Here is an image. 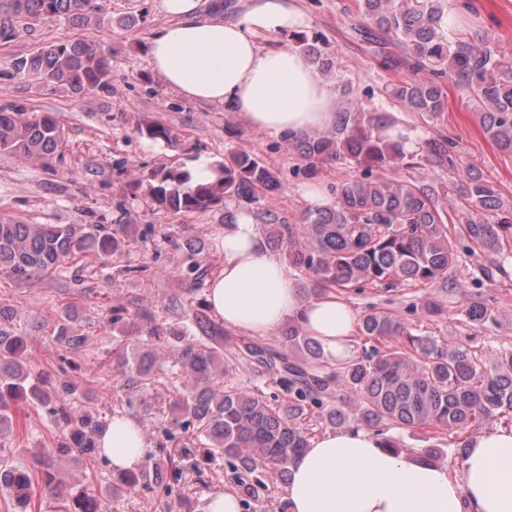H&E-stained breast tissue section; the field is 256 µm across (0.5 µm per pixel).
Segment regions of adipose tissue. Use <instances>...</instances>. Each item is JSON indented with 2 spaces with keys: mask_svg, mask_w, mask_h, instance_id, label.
<instances>
[{
  "mask_svg": "<svg viewBox=\"0 0 512 512\" xmlns=\"http://www.w3.org/2000/svg\"><path fill=\"white\" fill-rule=\"evenodd\" d=\"M160 7L173 23L152 35L149 64L171 89L240 113L266 134L302 137L335 123V92L309 61L292 48L257 42L304 25L293 0H251L228 21L203 16L202 0H161ZM217 248L222 262L206 291L216 320L257 337L291 321L328 361L348 357L358 323L352 306L333 291L306 298L253 214L233 211ZM465 445L455 480L445 467L389 451L376 430L327 431L295 456L285 499L290 512H512V427L485 429ZM100 446L116 473L141 468L150 450L138 421L122 412L113 414Z\"/></svg>",
  "mask_w": 512,
  "mask_h": 512,
  "instance_id": "1",
  "label": "adipose tissue"
}]
</instances>
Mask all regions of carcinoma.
Returning <instances> with one entry per match:
<instances>
[{
    "label": "carcinoma",
    "mask_w": 512,
    "mask_h": 512,
    "mask_svg": "<svg viewBox=\"0 0 512 512\" xmlns=\"http://www.w3.org/2000/svg\"><path fill=\"white\" fill-rule=\"evenodd\" d=\"M469 8L452 0H360L366 24L359 28L379 69L408 77L386 89L406 112L430 118L443 112L444 84L449 80L484 106L485 134L512 154V58L499 53L491 41L470 42L439 32L443 13ZM97 0H0V41L17 36L19 27L43 16L67 17L77 24L99 20ZM297 47L324 73L340 69V62L323 52L319 39L295 36ZM16 73L44 85H60L73 96L87 91L112 92V71L102 53L81 40L50 42L38 52L16 59ZM393 115L370 109L359 101L339 111L336 125L312 138L295 142L310 177L319 165L343 161L361 169L362 176L330 187L333 203L308 211L293 224L262 207L281 189L277 172L256 155L233 152L216 164V179L193 185L189 173L177 167H156L137 179L160 208L176 212H204L231 201L253 212L263 224L267 243L288 252L290 267L302 275L298 287L307 298L336 289L363 285L448 281L454 258L444 220L443 199L457 207L463 233L478 249L500 252L502 239L512 237V210L496 222L501 199L476 169L459 183L416 184L398 171L406 165L400 141L389 134ZM136 131L154 141H170L173 130L157 120H143ZM63 132L50 113L24 117L0 110V160L45 166L54 159ZM431 160L452 176L462 159L450 138L427 142ZM128 230L103 224H29L0 219V272L28 281L50 277L77 255L106 261L121 252ZM187 265L177 269L184 286L168 303V317L158 320L135 300L112 308V325L129 340L110 354L113 370L131 392H147L163 376H173L182 393L172 404L173 426L187 434L171 458L164 445L154 448L143 467L117 476L128 488L171 489L201 466L217 458L245 473L271 468L282 478L288 464L308 447L300 426L316 406L329 424L340 426L353 418L375 428L393 425L407 429L446 431L460 435L484 419L512 417V351L500 353L486 367L467 344L448 346L431 336L415 335L388 313L369 312L359 319V334L370 348L347 361L338 373L323 364L321 346L299 326L280 331L282 349L256 342L242 354L261 364L288 394V405L272 406L264 396L232 383L233 368L224 364V336L206 323V270L195 260L204 245L184 241ZM150 324L152 347L141 348V323ZM88 336L76 316L67 312L59 323L55 351L61 363L66 353L86 345ZM176 356L169 367L158 350ZM95 379L65 381L58 388L48 377L32 375L26 337L0 322V439L13 425L12 406L22 401L50 416L55 447L45 448L28 467L17 466L0 448V486L20 503L32 501L35 487L58 500L61 512H96L97 501L86 490L61 489L54 473L58 453H76L93 461L99 455L98 434L106 422L92 406ZM259 483L237 484L240 501L258 497Z\"/></svg>",
    "instance_id": "obj_1"
}]
</instances>
